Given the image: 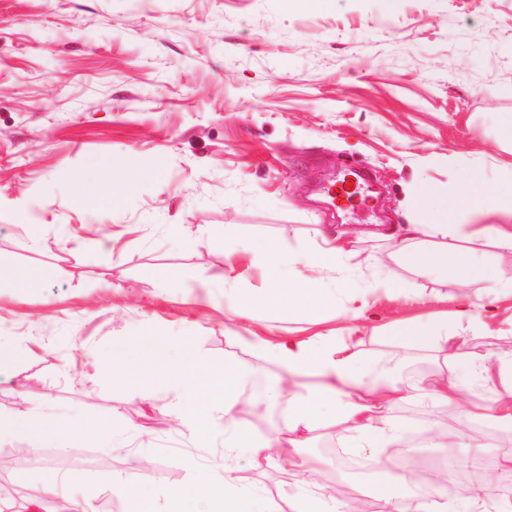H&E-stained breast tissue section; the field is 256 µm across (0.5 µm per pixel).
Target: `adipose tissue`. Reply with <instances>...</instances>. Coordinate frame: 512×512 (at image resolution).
<instances>
[{
    "label": "adipose tissue",
    "instance_id": "1",
    "mask_svg": "<svg viewBox=\"0 0 512 512\" xmlns=\"http://www.w3.org/2000/svg\"><path fill=\"white\" fill-rule=\"evenodd\" d=\"M495 198L512 200V179L491 183L477 169L462 175L457 194L436 187L422 191L414 197L413 205L424 214V223L394 224L385 233L397 244L398 264L417 277L451 274L469 285L503 281V268L482 263L474 250L435 244L436 239L451 233L467 236L466 225L455 221L458 211ZM247 249L264 258L268 285L238 291L235 311L240 315L300 308L318 316L339 293L364 283L363 278L350 273L345 242L336 234L326 236L321 245L300 257L308 273L290 280L284 277L285 260L271 243L254 240ZM318 271L326 273V280L315 279ZM485 325L484 316L465 304L455 312L452 322L390 330V340L407 349L430 352L437 364L436 373L397 381L373 376L368 360L350 336L294 337L280 342L257 335L240 337L244 348L281 368L283 385L268 398L287 399L289 412L272 436L245 434L239 423L242 403L232 391L241 378L236 365H213L188 337L181 340L174 358L145 337H125L127 358L117 361L103 355L95 362L97 368L119 370L120 382L136 399L149 400L164 392L162 414L174 417L194 441L206 442L216 426H223L225 457H236L244 445L250 448L254 464L277 459L281 481L279 496L274 499L250 493L232 469H225L220 477L202 470L193 486L172 490L162 508L140 469L113 478L112 491L126 501V512H183L182 503L189 497L201 502L202 512H280L277 501L281 498L287 500L291 512H357L362 491H355L349 500L337 497L330 484L317 491L297 492L303 473L318 471L323 463L318 458L295 463L292 449L304 447L322 424L329 423L336 426L339 438L362 451L368 473L381 472L380 449L407 445L410 431L394 414L396 405L406 400L420 405L429 417L425 441L431 448H453L462 440L460 430L440 425V416L448 412L463 421L480 418L512 427V385L476 400L465 396L458 382L462 375L485 383L503 378L512 360V334L500 336L497 349L473 351L469 337L483 332ZM306 375L316 377V384H301V377ZM50 431V424L43 419L21 412L0 413V439L17 440L23 451L39 448ZM452 473L449 467L437 472L439 486L431 498L415 491L408 471L391 473L386 486L374 495L379 512H512V494H495L491 481L482 476L472 481L465 500H458L451 491Z\"/></svg>",
    "mask_w": 512,
    "mask_h": 512
}]
</instances>
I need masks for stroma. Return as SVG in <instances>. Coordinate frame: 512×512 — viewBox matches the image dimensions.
Returning a JSON list of instances; mask_svg holds the SVG:
<instances>
[{"label": "stroma", "mask_w": 512, "mask_h": 512, "mask_svg": "<svg viewBox=\"0 0 512 512\" xmlns=\"http://www.w3.org/2000/svg\"><path fill=\"white\" fill-rule=\"evenodd\" d=\"M511 124L512 0H0V331L19 352L0 411L19 408L26 384L40 394L29 412L55 429L0 486L27 498L51 468L67 476L65 492L125 512L110 483L129 472L133 443L149 451L154 489L190 485L201 466L223 473V429L195 444L159 414L163 395L133 399L96 372L95 355L127 335L188 336L211 362L235 363L236 394L254 404L242 423L266 436L288 402H266L280 370L239 344L246 330L275 340L350 327L395 379L430 360L380 344L374 326L425 323L469 301L477 313L494 306L475 342L488 349L512 327L511 283L414 277L394 242L367 231L420 223L411 198L456 192L468 167L511 178ZM343 165L371 180L339 212L312 194ZM64 171L91 188L140 179L116 200L82 202ZM23 202L36 225L23 223ZM336 225L372 287L338 295L319 324L299 312L233 316L234 288L266 285L247 242L292 257ZM376 252L378 270L366 263ZM94 422L100 432L75 437ZM444 423L461 426L466 447L412 455L512 476L500 468L512 445L492 442L486 421ZM235 473L251 491L278 493L277 467H254L248 449Z\"/></svg>", "instance_id": "35a3bbf8"}]
</instances>
